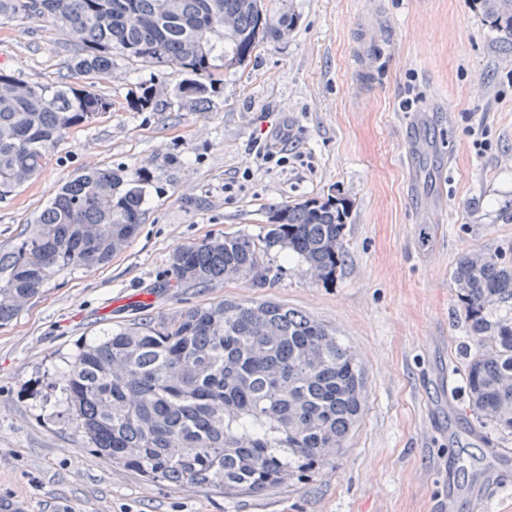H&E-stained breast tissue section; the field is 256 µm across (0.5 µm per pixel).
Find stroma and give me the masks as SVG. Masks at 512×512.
Instances as JSON below:
<instances>
[{
    "label": "stroma",
    "instance_id": "35a3bbf8",
    "mask_svg": "<svg viewBox=\"0 0 512 512\" xmlns=\"http://www.w3.org/2000/svg\"><path fill=\"white\" fill-rule=\"evenodd\" d=\"M267 4L291 7L294 30L204 75L216 92L203 110L174 96L179 70L118 58L93 79L71 67L76 38L49 20L0 21L1 68L112 103L0 198V249L79 172L151 176L127 246L60 272L0 327V502L19 512H512V435L480 426L468 404L476 347L452 280L467 255L512 265V50L475 0ZM142 82L167 88L164 111L127 109ZM337 191L352 208L334 284L275 248L263 287H168L177 247L264 235L269 209ZM223 299L284 304L351 347L367 402L343 454L259 495L112 467L62 416L54 383L77 346Z\"/></svg>",
    "mask_w": 512,
    "mask_h": 512
}]
</instances>
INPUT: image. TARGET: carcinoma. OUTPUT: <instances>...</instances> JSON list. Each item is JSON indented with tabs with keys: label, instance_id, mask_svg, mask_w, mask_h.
<instances>
[{
	"label": "carcinoma",
	"instance_id": "obj_1",
	"mask_svg": "<svg viewBox=\"0 0 512 512\" xmlns=\"http://www.w3.org/2000/svg\"><path fill=\"white\" fill-rule=\"evenodd\" d=\"M482 19L512 42V0H478ZM49 17L80 38L73 69L112 72L115 57L187 75L182 106L201 110L212 87L199 77L241 65L260 42L293 29L291 11L271 15L257 0H0V18ZM235 31H224V17ZM155 84L127 100L135 112H161ZM112 102L90 87L30 86L0 70V198L35 178L70 130ZM150 173L140 167L91 169L63 184L7 251L0 250V325L69 267L109 262L143 220ZM351 201L313 197L267 212L261 237L224 235L177 248L171 287H210L229 276L263 286L258 257L279 247L313 276L336 280ZM453 283L476 346L464 383L472 411L512 435V266L464 257ZM69 422L111 465L170 487H217L260 494L285 477L309 475L340 454L362 416L365 378L350 350L323 324L272 301L221 300L181 313L170 324L107 331L78 347L59 383Z\"/></svg>",
	"mask_w": 512,
	"mask_h": 512
}]
</instances>
